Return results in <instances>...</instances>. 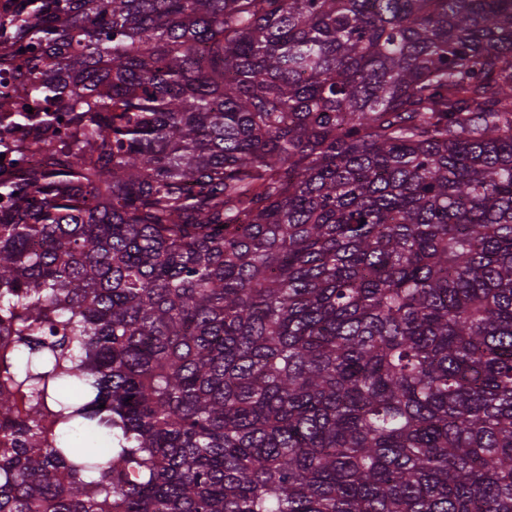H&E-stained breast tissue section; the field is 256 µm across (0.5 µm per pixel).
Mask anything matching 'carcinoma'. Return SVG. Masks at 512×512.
<instances>
[{
    "label": "carcinoma",
    "mask_w": 512,
    "mask_h": 512,
    "mask_svg": "<svg viewBox=\"0 0 512 512\" xmlns=\"http://www.w3.org/2000/svg\"><path fill=\"white\" fill-rule=\"evenodd\" d=\"M0 37V512H512V0ZM8 91L14 98H26L31 107H36L40 101L32 95V87L29 83L20 81L16 77L15 72L10 68L0 63V93ZM32 138L31 129L26 126L15 127L6 125L3 121L0 126L1 155H5L4 161L0 162L1 178L17 171L20 168H32L42 166L46 161L44 153L30 149L21 157L13 155V144L22 141H29Z\"/></svg>",
    "instance_id": "obj_1"
}]
</instances>
